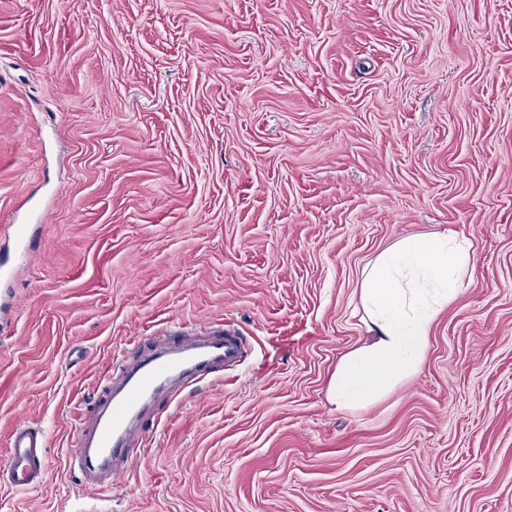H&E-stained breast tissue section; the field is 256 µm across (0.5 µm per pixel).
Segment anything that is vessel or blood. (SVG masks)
<instances>
[{"instance_id": "b4317fda", "label": "vessel or blood", "mask_w": 512, "mask_h": 512, "mask_svg": "<svg viewBox=\"0 0 512 512\" xmlns=\"http://www.w3.org/2000/svg\"><path fill=\"white\" fill-rule=\"evenodd\" d=\"M243 346L228 332L158 338L151 352L110 367L103 396L80 418L68 468L94 488L114 489L116 479L141 456L142 424L161 396L181 393L209 373L238 363ZM42 440L20 425L9 437L5 469L18 490L39 487L47 471Z\"/></svg>"}]
</instances>
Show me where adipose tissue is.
Here are the masks:
<instances>
[{"label":"adipose tissue","mask_w":512,"mask_h":512,"mask_svg":"<svg viewBox=\"0 0 512 512\" xmlns=\"http://www.w3.org/2000/svg\"><path fill=\"white\" fill-rule=\"evenodd\" d=\"M475 259L471 243L445 233L403 238L377 259L362 290L370 337L330 383L338 407L368 408L419 370L433 321L462 293Z\"/></svg>","instance_id":"obj_1"}]
</instances>
